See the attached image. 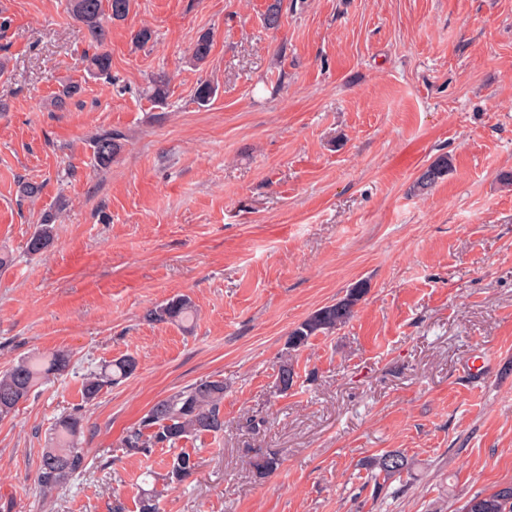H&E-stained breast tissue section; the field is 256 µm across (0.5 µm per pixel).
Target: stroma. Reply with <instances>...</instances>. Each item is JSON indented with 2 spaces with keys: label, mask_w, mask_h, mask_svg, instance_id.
I'll return each mask as SVG.
<instances>
[{
  "label": "stroma",
  "mask_w": 512,
  "mask_h": 512,
  "mask_svg": "<svg viewBox=\"0 0 512 512\" xmlns=\"http://www.w3.org/2000/svg\"><path fill=\"white\" fill-rule=\"evenodd\" d=\"M268 2L132 0L109 25L106 81L84 71L94 46L65 0H0V248L15 258L0 371L70 359L0 420V512H136L171 453L129 455L123 436L206 379L224 383V431L181 441L199 466L162 512H459L512 482V0H283L275 30ZM158 72L162 104L146 93ZM103 129L125 135L106 169ZM441 155L451 173L414 194ZM49 211L54 243L28 253ZM359 281L353 318L297 352L279 391L289 331ZM179 294L190 334L146 317ZM124 355L134 374L83 402L85 378ZM70 413L88 467L45 493L41 453ZM391 450L408 472L368 467ZM268 453L282 464L262 477ZM124 134L117 130H103L92 139V149L94 162L98 167L108 168L120 154L123 144Z\"/></svg>",
  "instance_id": "1"
}]
</instances>
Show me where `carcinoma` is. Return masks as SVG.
<instances>
[{
    "label": "carcinoma",
    "mask_w": 512,
    "mask_h": 512,
    "mask_svg": "<svg viewBox=\"0 0 512 512\" xmlns=\"http://www.w3.org/2000/svg\"><path fill=\"white\" fill-rule=\"evenodd\" d=\"M132 0H67V9L80 30L87 32L99 49L87 59V72L91 76H106L112 70V57L105 49V23L124 20ZM282 15V0H269L263 21L267 28L279 26ZM213 40L207 33L201 34L190 49L188 62L199 67L209 61ZM168 78L157 74L151 79V96L161 104L165 100ZM78 93L72 84L63 86L62 91L51 100L53 108L63 111L68 101ZM124 134L117 130H103L92 139L93 158L97 166L108 168L123 148ZM452 165L446 156L433 161L418 177L413 190L426 194L439 180L446 177ZM55 214L49 212L43 223L31 235L27 249L38 253L53 243ZM367 288L357 283L346 290L336 302L325 305L295 326L288 334V357L284 358L277 372V387L288 391L294 381L293 353L308 346L311 338L329 335L345 325L363 300ZM148 318L157 324L178 325L184 329L194 322L195 305L187 295L174 296L149 310ZM68 356L55 352L40 358H25L0 372V419L9 416L19 404L26 401L37 383L49 376L64 371ZM136 359L125 355L112 361L109 368L90 378L83 386L85 400H92L107 383H118L130 377L136 370ZM224 405V381L204 380L192 384L162 400L157 401L141 424L126 431L122 444L130 454H146L154 448H174L189 437H200L224 431L221 414ZM82 430V419L76 414L64 416L55 424L54 436L44 449L36 474L39 489L50 491L64 485L70 478L81 474L87 468V456L77 445ZM281 465L280 458L266 454L255 463L259 475L265 476L276 471ZM367 466L378 468L386 475L400 474L409 469L408 458L397 451H389L367 462ZM197 467V461L187 451H180L172 459L162 481L168 485L180 483L189 478ZM156 489L144 490L137 499L138 512H160ZM461 512H512V483L505 489L497 485L487 492L477 494L464 502Z\"/></svg>",
    "instance_id": "carcinoma-1"
}]
</instances>
